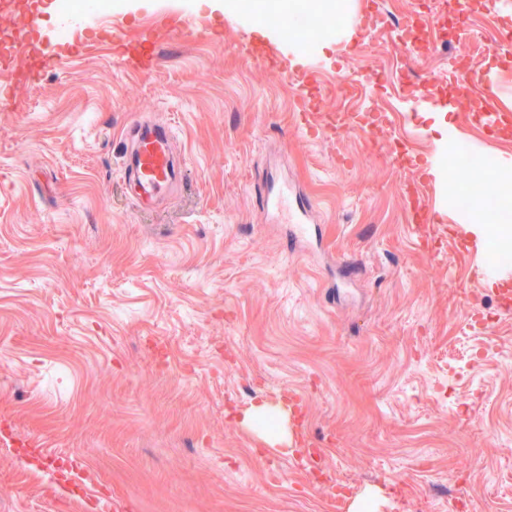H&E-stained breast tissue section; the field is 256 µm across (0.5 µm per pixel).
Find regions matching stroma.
Here are the masks:
<instances>
[{"mask_svg":"<svg viewBox=\"0 0 512 512\" xmlns=\"http://www.w3.org/2000/svg\"><path fill=\"white\" fill-rule=\"evenodd\" d=\"M92 0L84 26L125 39L155 14L152 70L108 41L17 83L0 63V512H512V290L485 283L512 230L418 224L456 143L512 157V64L459 43L408 50L397 18L455 0H350L337 63L296 65L260 42L259 11L196 0ZM488 72L491 85L458 82ZM452 107L449 131L433 118ZM375 109L387 153L328 115ZM171 124L176 200L147 215L121 192L120 137ZM300 186L322 231L310 252L266 223L274 179ZM264 403L276 432L239 418Z\"/></svg>","mask_w":512,"mask_h":512,"instance_id":"stroma-1","label":"stroma"}]
</instances>
